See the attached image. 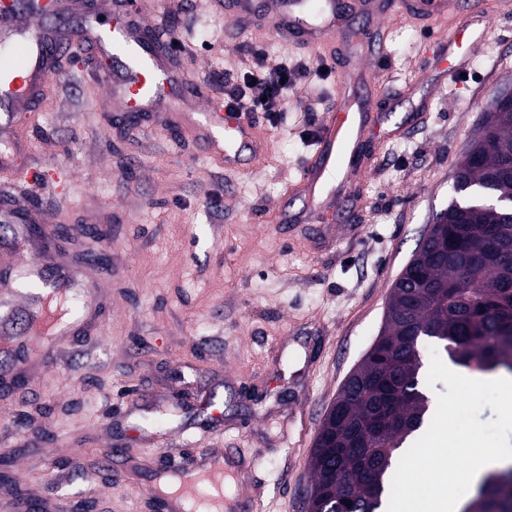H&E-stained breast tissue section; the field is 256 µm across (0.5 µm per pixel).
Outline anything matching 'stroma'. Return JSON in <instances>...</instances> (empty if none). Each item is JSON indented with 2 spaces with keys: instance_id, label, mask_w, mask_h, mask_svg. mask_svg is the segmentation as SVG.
Segmentation results:
<instances>
[{
  "instance_id": "35a3bbf8",
  "label": "stroma",
  "mask_w": 512,
  "mask_h": 512,
  "mask_svg": "<svg viewBox=\"0 0 512 512\" xmlns=\"http://www.w3.org/2000/svg\"><path fill=\"white\" fill-rule=\"evenodd\" d=\"M143 21L181 33L173 57L202 101L150 117L119 111L92 71L112 65L75 40L46 95L14 116L26 144L0 173V241L22 232L6 215L35 201L43 224L65 227L38 243L45 279L88 294L90 332L58 335L45 364L0 362L25 386L0 398V468L26 499L57 512H154L150 494L186 455L237 449L225 500L250 496L258 512H306L310 459L323 418L377 337L390 288L434 215L454 197V173L496 94L512 86V0H496L463 74L447 76L432 49L449 19L379 22L384 59L359 71L379 124L375 151L342 175L335 202L294 222L286 195L315 147L340 70L299 85L274 124L258 131L263 157L226 169L199 135L203 101L220 102L219 75L248 71L250 50L315 62L304 48L254 24L230 23L224 0H141ZM287 214L275 224L272 212ZM433 455L396 468L430 492L442 467L465 459L434 452L453 438L512 459V400L494 385L464 390L462 368L424 346Z\"/></svg>"
}]
</instances>
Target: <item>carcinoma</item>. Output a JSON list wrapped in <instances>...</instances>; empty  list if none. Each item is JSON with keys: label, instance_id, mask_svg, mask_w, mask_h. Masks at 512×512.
<instances>
[{"label": "carcinoma", "instance_id": "carcinoma-1", "mask_svg": "<svg viewBox=\"0 0 512 512\" xmlns=\"http://www.w3.org/2000/svg\"><path fill=\"white\" fill-rule=\"evenodd\" d=\"M456 173V198L393 283L378 336L321 425L311 512L388 508L430 408L423 342L472 371L512 374V103L491 106ZM462 512H512V466L480 479Z\"/></svg>", "mask_w": 512, "mask_h": 512}]
</instances>
